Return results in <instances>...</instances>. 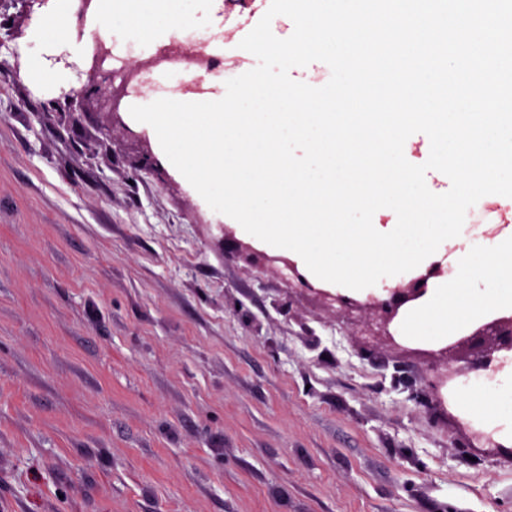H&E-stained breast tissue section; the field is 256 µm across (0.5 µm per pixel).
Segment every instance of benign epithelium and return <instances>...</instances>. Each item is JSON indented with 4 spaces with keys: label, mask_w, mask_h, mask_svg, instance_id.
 Listing matches in <instances>:
<instances>
[{
    "label": "benign epithelium",
    "mask_w": 512,
    "mask_h": 512,
    "mask_svg": "<svg viewBox=\"0 0 512 512\" xmlns=\"http://www.w3.org/2000/svg\"><path fill=\"white\" fill-rule=\"evenodd\" d=\"M95 2L96 0H74L71 24L79 29L82 28ZM47 3L48 0H0V11L16 9V12L8 17V23L0 25V30L4 31V36H0V45L7 40L21 37L24 34V28L30 25ZM109 52L111 49L106 42H98L92 62L82 61V73L86 75L87 81L79 88L71 89L66 94V98L72 106L81 107L88 102L92 103L98 111L107 115L110 121L109 129L112 130L120 124L121 103L127 95L128 85L137 77V72L156 66L162 58L173 52V49L169 46L163 48L149 62L137 64L131 70L124 71L118 83L115 82V74L111 71H102L99 63V60L108 56ZM438 274H440L439 269H431L404 286L389 289L390 298L387 300L372 296L361 302L323 290L318 291V294L328 306L334 307L336 316L352 319L358 323L359 333L364 342L379 341L394 345L396 338L393 329L400 309L407 303L422 298L427 293L429 279ZM468 349L476 351L475 358L471 362L472 367L485 370L492 368L494 353L503 350L512 351V317L496 318L487 322L472 334L463 336L436 351H417V356L427 360L435 374L434 388H439L445 381L462 373V368L455 366V363L460 361L462 353Z\"/></svg>",
    "instance_id": "1"
}]
</instances>
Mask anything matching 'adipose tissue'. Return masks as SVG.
<instances>
[{"label": "adipose tissue", "instance_id": "ef3b65f1", "mask_svg": "<svg viewBox=\"0 0 512 512\" xmlns=\"http://www.w3.org/2000/svg\"><path fill=\"white\" fill-rule=\"evenodd\" d=\"M88 20L89 31L114 43L123 57L141 59L171 42L207 41L221 31L223 0H99ZM68 0H49L47 11L30 29L18 53L21 78L46 83L63 91L73 84V73L51 66L59 54L81 58L87 34L67 23ZM497 370L480 371L464 379L457 393L459 407L512 445V352L501 354Z\"/></svg>", "mask_w": 512, "mask_h": 512}]
</instances>
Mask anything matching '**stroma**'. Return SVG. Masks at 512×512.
I'll return each mask as SVG.
<instances>
[{"mask_svg": "<svg viewBox=\"0 0 512 512\" xmlns=\"http://www.w3.org/2000/svg\"><path fill=\"white\" fill-rule=\"evenodd\" d=\"M120 116L0 76V512H512L413 343L363 346Z\"/></svg>", "mask_w": 512, "mask_h": 512, "instance_id": "1", "label": "stroma"}]
</instances>
